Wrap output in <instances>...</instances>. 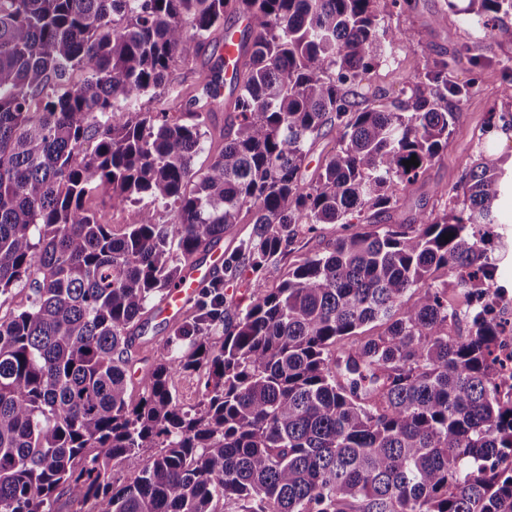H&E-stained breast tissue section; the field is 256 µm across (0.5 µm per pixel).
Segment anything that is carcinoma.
I'll list each match as a JSON object with an SVG mask.
<instances>
[{"instance_id":"carcinoma-1","label":"carcinoma","mask_w":512,"mask_h":512,"mask_svg":"<svg viewBox=\"0 0 512 512\" xmlns=\"http://www.w3.org/2000/svg\"><path fill=\"white\" fill-rule=\"evenodd\" d=\"M379 2L0 0V309L31 291L0 315V512H56L63 493L80 512H512V367L498 354L512 325L481 303L505 160L478 141L460 182L435 189L444 209L380 223L448 147L472 89L452 71L478 54L465 44L407 99L375 104L361 85L388 46L415 41ZM465 11L512 44V0ZM227 13L249 32L224 149L196 170L221 70L187 111L159 89ZM327 125L336 151L305 184ZM488 125L512 133L496 108ZM108 203L135 206L118 231L97 218ZM243 213L252 232L224 257V288L200 291L133 398L148 306ZM355 219L371 229L264 285L315 225ZM238 282L244 307L224 293ZM374 322L384 331L359 336ZM200 370L186 408L170 379ZM124 465L135 476L120 484Z\"/></svg>"}]
</instances>
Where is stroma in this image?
Here are the masks:
<instances>
[{
  "label": "stroma",
  "mask_w": 512,
  "mask_h": 512,
  "mask_svg": "<svg viewBox=\"0 0 512 512\" xmlns=\"http://www.w3.org/2000/svg\"><path fill=\"white\" fill-rule=\"evenodd\" d=\"M380 8L386 23L395 28L409 29L418 39L414 46L393 45L387 62L377 67L367 83V94H376L382 103L402 100L424 77L427 66L438 58H452L463 43L476 42L488 57L477 66H463L454 77L457 82H474L477 90L459 105V118L448 137V148L427 171L423 181L399 191L397 202L389 212L393 224H406L418 212L442 207L444 201L436 196L439 187L453 186L463 174L466 160L475 151L478 139L491 142L497 154L512 159V136L489 128L488 112L492 106L504 105V59L512 57V44L490 46L488 37L476 27L470 15L449 9L448 0H381ZM223 31H216L205 52L187 65L173 69L164 88L166 97L173 98L191 92L200 72L208 70L222 56ZM340 224H321L315 232L302 236L286 263L265 273L267 286H276L287 263L324 251L337 237L344 234ZM487 236L494 253L499 254L496 286L500 292L512 295V194L500 201L497 223L488 225Z\"/></svg>",
  "instance_id": "obj_1"
}]
</instances>
